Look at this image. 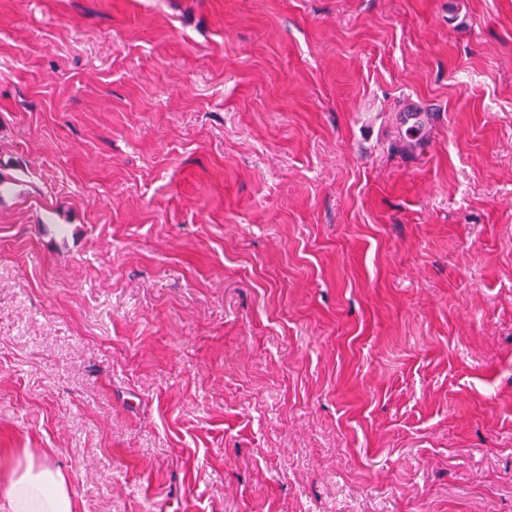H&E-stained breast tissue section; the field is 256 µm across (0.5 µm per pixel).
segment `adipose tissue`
<instances>
[{
    "label": "adipose tissue",
    "instance_id": "obj_1",
    "mask_svg": "<svg viewBox=\"0 0 512 512\" xmlns=\"http://www.w3.org/2000/svg\"><path fill=\"white\" fill-rule=\"evenodd\" d=\"M0 497L8 512H74L67 476L47 460L25 456L0 478Z\"/></svg>",
    "mask_w": 512,
    "mask_h": 512
}]
</instances>
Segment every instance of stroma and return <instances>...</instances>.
<instances>
[{
    "instance_id": "stroma-1",
    "label": "stroma",
    "mask_w": 512,
    "mask_h": 512,
    "mask_svg": "<svg viewBox=\"0 0 512 512\" xmlns=\"http://www.w3.org/2000/svg\"><path fill=\"white\" fill-rule=\"evenodd\" d=\"M0 176L1 472L512 512V0H0Z\"/></svg>"
}]
</instances>
